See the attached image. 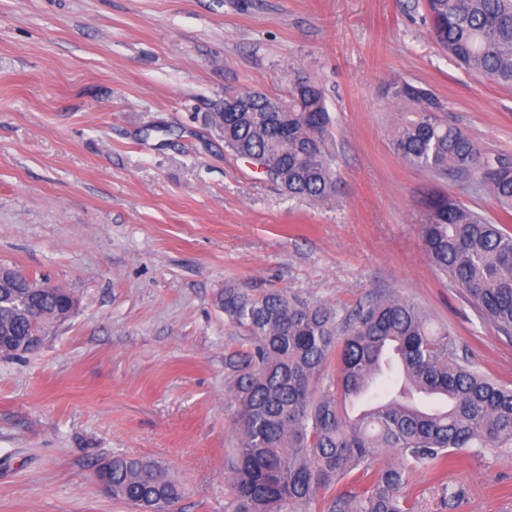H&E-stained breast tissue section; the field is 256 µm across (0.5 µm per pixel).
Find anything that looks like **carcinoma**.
I'll list each match as a JSON object with an SVG mask.
<instances>
[{"label":"carcinoma","instance_id":"carcinoma-1","mask_svg":"<svg viewBox=\"0 0 512 512\" xmlns=\"http://www.w3.org/2000/svg\"><path fill=\"white\" fill-rule=\"evenodd\" d=\"M427 7L431 36L449 58L512 88V0H427ZM389 92L416 105L395 131L397 155L437 178L477 176L512 211V158L484 152L426 90L403 82ZM239 97L241 107L210 116L224 126L225 149L264 167L290 196L336 193L332 119L319 84L299 81L286 100ZM282 105L288 111H274ZM426 207L421 236L433 263L483 320L511 336L512 231L450 194L430 197ZM12 276L38 287L39 311H30L23 289L1 287L0 341L63 322L69 290L16 268ZM217 303L246 346L225 360L237 437L229 512H307L321 490L343 481L362 490H339L322 512H415L409 469L439 472L463 448L512 445V386L459 354L448 330L407 297L373 292L341 316L282 291L229 284ZM106 481L112 499L142 512L182 495L150 458L108 459ZM442 490L450 512L462 506L460 488L444 482Z\"/></svg>","mask_w":512,"mask_h":512}]
</instances>
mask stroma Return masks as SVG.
I'll return each instance as SVG.
<instances>
[{
  "label": "stroma",
  "mask_w": 512,
  "mask_h": 512,
  "mask_svg": "<svg viewBox=\"0 0 512 512\" xmlns=\"http://www.w3.org/2000/svg\"><path fill=\"white\" fill-rule=\"evenodd\" d=\"M426 0H0V265L78 301L41 348L0 357V512H131L91 475L112 456L165 463L179 512H228L236 443L216 302L229 283L339 313L393 290L512 383V339L478 317L421 239L426 198L450 193L512 227L479 181L443 182L392 147L431 92L449 122L512 156V89L458 67ZM322 85L337 193L292 198L224 148L211 123L244 89ZM512 512V447L469 448L445 478L415 469L418 512Z\"/></svg>",
  "instance_id": "1"
}]
</instances>
